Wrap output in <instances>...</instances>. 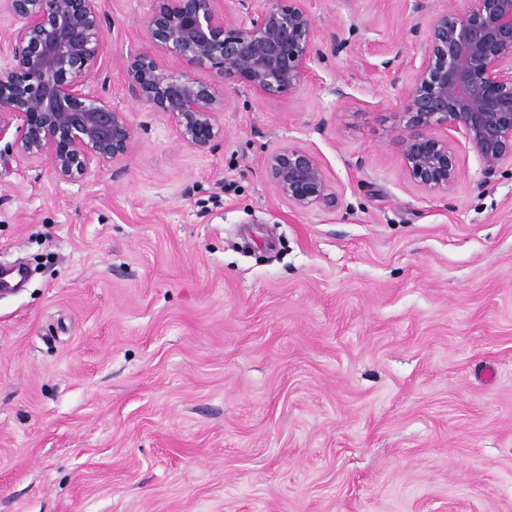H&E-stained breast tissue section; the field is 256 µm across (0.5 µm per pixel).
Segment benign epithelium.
<instances>
[{"mask_svg": "<svg viewBox=\"0 0 512 512\" xmlns=\"http://www.w3.org/2000/svg\"><path fill=\"white\" fill-rule=\"evenodd\" d=\"M145 28L149 46L125 67L124 90L165 114L180 140L205 151L223 129L224 85L266 102L297 90L311 72L316 25L308 0H254L239 18L222 0H154ZM444 0L433 12L420 62H410L406 123L398 136L408 178L446 193L459 179V134L482 163L486 186L512 165V0ZM21 22L0 65V140L15 128L12 152L49 165L55 178L78 182L131 149L125 112L94 85L104 40L97 0H0ZM170 56L178 66L167 67ZM265 166L276 193L296 210L334 207L322 163L284 146Z\"/></svg>", "mask_w": 512, "mask_h": 512, "instance_id": "benign-epithelium-1", "label": "benign epithelium"}]
</instances>
